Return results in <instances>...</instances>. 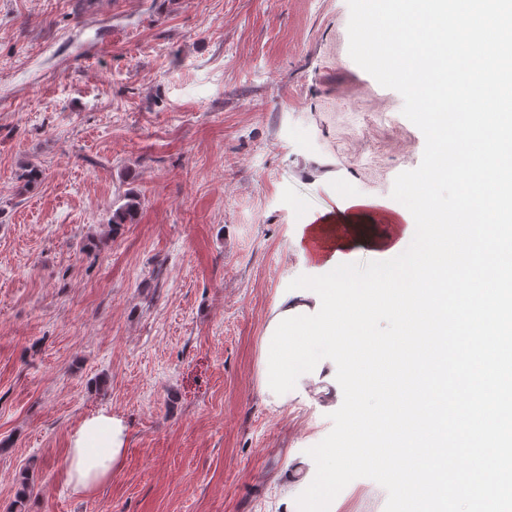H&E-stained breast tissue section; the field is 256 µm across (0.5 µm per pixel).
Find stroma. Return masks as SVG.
Returning a JSON list of instances; mask_svg holds the SVG:
<instances>
[{"mask_svg": "<svg viewBox=\"0 0 512 512\" xmlns=\"http://www.w3.org/2000/svg\"><path fill=\"white\" fill-rule=\"evenodd\" d=\"M347 0H0V512H298L342 391L256 386L275 297L322 278L297 221L337 190L400 237L423 133L348 52ZM40 182L23 189L22 165ZM134 223L112 225L127 192ZM128 427L97 491L72 432ZM349 483L329 512H384ZM126 430L123 419L117 416L101 412L85 418L72 433L61 466L65 484L78 494L97 490L122 462L127 445ZM96 439L101 443L95 444ZM92 448H104V452L90 463Z\"/></svg>", "mask_w": 512, "mask_h": 512, "instance_id": "35a3bbf8", "label": "stroma"}]
</instances>
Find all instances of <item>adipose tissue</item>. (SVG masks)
<instances>
[{"label":"adipose tissue","mask_w":512,"mask_h":512,"mask_svg":"<svg viewBox=\"0 0 512 512\" xmlns=\"http://www.w3.org/2000/svg\"><path fill=\"white\" fill-rule=\"evenodd\" d=\"M348 211L339 196L329 217L299 227V241L327 275L309 287L279 293L273 303L257 359V389L268 404H288L305 396L311 384L324 394L336 386V362L323 354L335 350L336 312L349 289L360 285L352 238L336 233ZM126 445L122 418L104 413L85 418L72 433L61 466L65 484L78 494L94 492L121 464Z\"/></svg>","instance_id":"adipose-tissue-1"}]
</instances>
